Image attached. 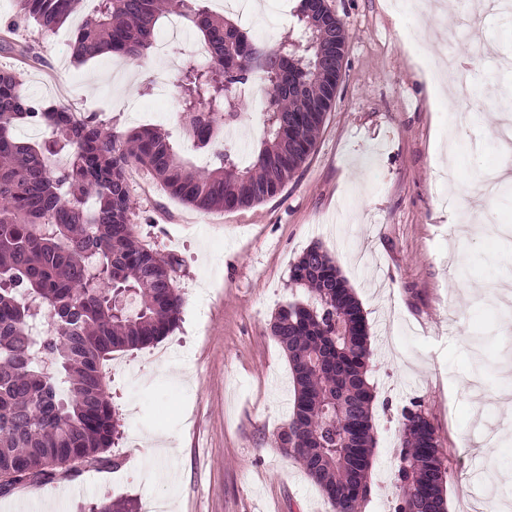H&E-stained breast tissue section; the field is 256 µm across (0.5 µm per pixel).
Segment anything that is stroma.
Wrapping results in <instances>:
<instances>
[{
  "instance_id": "obj_1",
  "label": "stroma",
  "mask_w": 512,
  "mask_h": 512,
  "mask_svg": "<svg viewBox=\"0 0 512 512\" xmlns=\"http://www.w3.org/2000/svg\"><path fill=\"white\" fill-rule=\"evenodd\" d=\"M240 18L275 46L294 24L295 0H247ZM410 0H328L347 48L336 102L314 152L283 191L234 211L202 212L130 167V222L141 241L174 262L183 300L178 327L153 347L114 354L104 367L119 438L107 463L0 496V512H91L126 501L166 512H332L277 435L292 414L288 361L270 323L306 299L290 268L309 246L336 262L365 311L370 333L376 447L365 512H394L401 412L421 402L447 454L448 512H512V408L480 415L477 395L504 394L512 327L494 303L512 273V201H480L468 186L507 164L496 147L499 107L488 85L512 90V16L462 9L438 24ZM17 23L7 33L9 23ZM74 16L56 33L21 21L0 0V68L22 93L64 104L117 133L156 125L183 141L179 93L167 57L200 35L182 28L167 54L135 61L108 54L76 62ZM469 60L474 102L449 104L432 77L438 53ZM260 98L245 100L226 144L249 163L262 133ZM81 490L70 493L72 485Z\"/></svg>"
}]
</instances>
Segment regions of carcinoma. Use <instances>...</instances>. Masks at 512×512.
<instances>
[{
    "label": "carcinoma",
    "instance_id": "cac0c4a2",
    "mask_svg": "<svg viewBox=\"0 0 512 512\" xmlns=\"http://www.w3.org/2000/svg\"><path fill=\"white\" fill-rule=\"evenodd\" d=\"M82 0H17L20 16L54 33ZM298 0V28L277 46L249 38L208 0H99L74 35L81 60L104 53L136 59L174 12L195 28L211 57L187 58L171 74L197 167L160 128L118 135L64 104L45 107L0 70V494L66 478L76 465L105 463L118 433L106 393L112 353L142 348L176 326L181 299L173 262L143 244L129 223L127 169L136 164L168 192L203 211L267 201L314 151L336 98L341 68L329 31L314 29ZM269 89L263 137L253 160L218 148L255 75ZM306 88L308 105L292 90ZM46 127L42 143L19 140L18 126ZM307 302L276 312L272 336L287 357L294 403L282 450L297 460L334 512H365L376 444L368 382L370 348L358 299L326 251L313 246L291 267ZM49 329L41 333L38 325ZM396 465L400 501L431 500L445 512L446 457L422 409L403 415Z\"/></svg>",
    "mask_w": 512,
    "mask_h": 512
}]
</instances>
